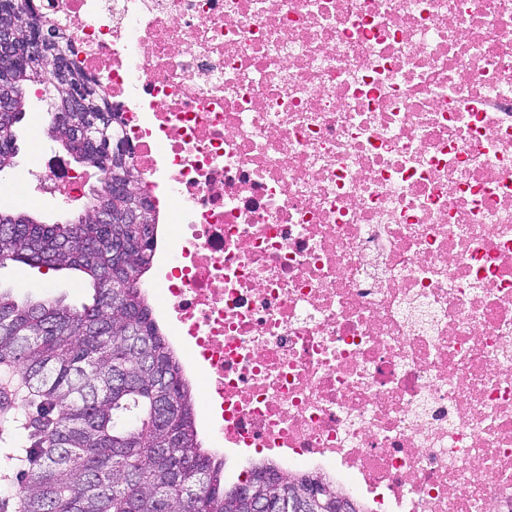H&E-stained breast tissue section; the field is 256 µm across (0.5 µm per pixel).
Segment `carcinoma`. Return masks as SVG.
<instances>
[{
    "mask_svg": "<svg viewBox=\"0 0 512 512\" xmlns=\"http://www.w3.org/2000/svg\"><path fill=\"white\" fill-rule=\"evenodd\" d=\"M19 21L16 41L29 43L41 18L23 0H0V17ZM55 40L0 66V97L20 96L27 83L48 85L56 111L46 134L99 172L84 214L62 224H42L29 214L0 212V266L11 261L86 274L92 303L79 308L63 298L20 299L0 290V362L20 371L31 395L45 445L30 450L31 468L19 492L23 512H245L242 491L269 490L272 467L255 466L230 487L224 462L198 442L193 392L182 365L152 314L147 293L112 285L122 264L148 271L155 236L135 224H104L137 203L157 211L144 186L136 197L117 195L114 184L136 171L131 148L114 134L121 113L112 111L96 80L73 48L56 78ZM22 115L0 112V132L11 137ZM316 490L318 512H367L357 500L319 480L295 476L279 487V512L290 495Z\"/></svg>",
    "mask_w": 512,
    "mask_h": 512,
    "instance_id": "carcinoma-1",
    "label": "carcinoma"
}]
</instances>
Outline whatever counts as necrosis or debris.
<instances>
[{
	"label": "necrosis or debris",
	"mask_w": 512,
	"mask_h": 512,
	"mask_svg": "<svg viewBox=\"0 0 512 512\" xmlns=\"http://www.w3.org/2000/svg\"><path fill=\"white\" fill-rule=\"evenodd\" d=\"M170 228L216 448L512 512V0H28Z\"/></svg>",
	"instance_id": "1"
}]
</instances>
